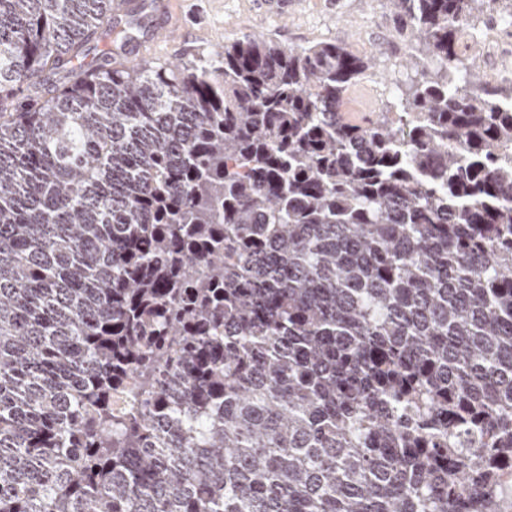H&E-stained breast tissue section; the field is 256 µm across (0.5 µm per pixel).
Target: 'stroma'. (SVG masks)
<instances>
[{
  "mask_svg": "<svg viewBox=\"0 0 512 512\" xmlns=\"http://www.w3.org/2000/svg\"><path fill=\"white\" fill-rule=\"evenodd\" d=\"M131 2L143 25L138 59L154 65L196 61L241 37H270L298 49L326 40L347 45L373 62L347 95L346 114L356 121L385 111L387 101L418 79L407 64L418 45L404 6L392 0H283L279 14L263 0H176L175 25L168 31L155 27L151 6Z\"/></svg>",
  "mask_w": 512,
  "mask_h": 512,
  "instance_id": "35a3bbf8",
  "label": "stroma"
}]
</instances>
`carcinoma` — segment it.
Listing matches in <instances>:
<instances>
[{
  "mask_svg": "<svg viewBox=\"0 0 512 512\" xmlns=\"http://www.w3.org/2000/svg\"><path fill=\"white\" fill-rule=\"evenodd\" d=\"M114 2L0 0V512H496L499 0H401L439 67L356 123L341 44L86 67Z\"/></svg>",
  "mask_w": 512,
  "mask_h": 512,
  "instance_id": "obj_1",
  "label": "carcinoma"
}]
</instances>
